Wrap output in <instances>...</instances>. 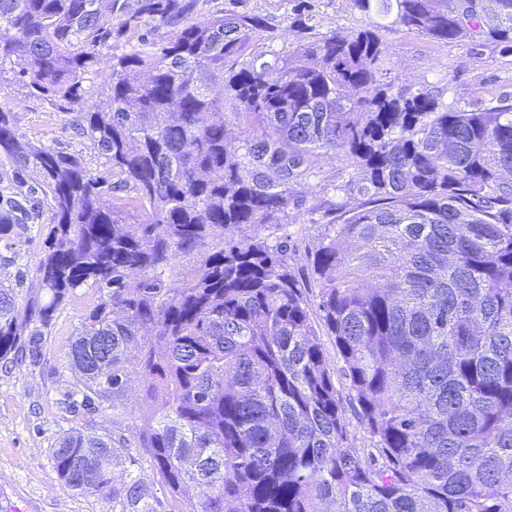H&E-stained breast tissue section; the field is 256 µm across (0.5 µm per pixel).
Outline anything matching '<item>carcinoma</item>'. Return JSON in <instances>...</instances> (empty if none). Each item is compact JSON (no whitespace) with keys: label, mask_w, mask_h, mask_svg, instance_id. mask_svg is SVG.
<instances>
[{"label":"carcinoma","mask_w":512,"mask_h":512,"mask_svg":"<svg viewBox=\"0 0 512 512\" xmlns=\"http://www.w3.org/2000/svg\"><path fill=\"white\" fill-rule=\"evenodd\" d=\"M114 2L0 0V66L17 61L30 93L72 114L117 177L21 145L0 112L7 180L37 169L52 210L42 295L21 310L0 281V361L38 363L57 308L91 284L99 300L70 344L89 362L72 365L62 403L113 407L139 370V447L177 512H512V103L394 90L376 34L389 20L436 42L512 48V0H349L365 27L300 54L257 50L275 39L258 15L197 22L195 0H138L117 22L138 44L112 54L93 91ZM150 23L171 35L149 38ZM330 154L353 173L310 259L313 303L288 237L244 229L305 209ZM105 187L134 191L147 219L127 223ZM22 208L0 191V241ZM209 238L222 246L200 270L165 285L162 271ZM325 336L374 439L361 454L345 446ZM53 461L112 512H159L123 436L75 427Z\"/></svg>","instance_id":"cac0c4a2"}]
</instances>
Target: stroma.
<instances>
[{
  "label": "stroma",
  "instance_id": "35a3bbf8",
  "mask_svg": "<svg viewBox=\"0 0 512 512\" xmlns=\"http://www.w3.org/2000/svg\"><path fill=\"white\" fill-rule=\"evenodd\" d=\"M314 33L349 36L365 25L348 0H309ZM235 6L257 14L274 28L273 50H298L300 42L289 28L291 0H197L194 18L207 21L216 11ZM385 47L383 69L395 86L445 88V103L461 107L485 106L503 96L512 98V51L493 43H437L406 28L390 25L379 29ZM18 65H6L0 81V111L13 113L23 141L82 154L92 171H106V160L89 141L75 137L66 127V112L53 102L30 96L18 76ZM348 177L344 158H325L319 175L310 181L308 212L288 225L259 227L260 236L276 242L289 237L298 248L289 264L307 297L316 294L305 254L317 243L326 221L329 203L335 202V184ZM52 213L47 205L31 209L11 242L0 241V279L15 289L18 306H25L39 289L36 267L46 250L45 239ZM98 293L89 285L77 288L54 314L45 338L40 364L0 367V508L26 501L31 512H112L111 500L73 490L60 482L54 471L52 449L68 429L79 426L82 416L66 411L62 398L76 382L67 353L74 333ZM146 406L140 378L116 408L94 414L93 430L111 428L113 435L133 437L143 425Z\"/></svg>",
  "mask_w": 512,
  "mask_h": 512
}]
</instances>
